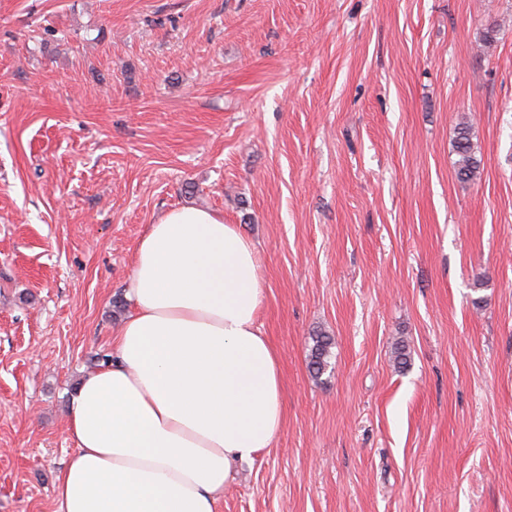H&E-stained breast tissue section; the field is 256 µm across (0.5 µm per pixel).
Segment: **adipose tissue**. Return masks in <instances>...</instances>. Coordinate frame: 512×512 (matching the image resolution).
Masks as SVG:
<instances>
[{"mask_svg":"<svg viewBox=\"0 0 512 512\" xmlns=\"http://www.w3.org/2000/svg\"><path fill=\"white\" fill-rule=\"evenodd\" d=\"M128 297L112 363L72 400L59 512H215L286 420L257 247L216 213L171 210L137 245Z\"/></svg>","mask_w":512,"mask_h":512,"instance_id":"ef3b65f1","label":"adipose tissue"}]
</instances>
